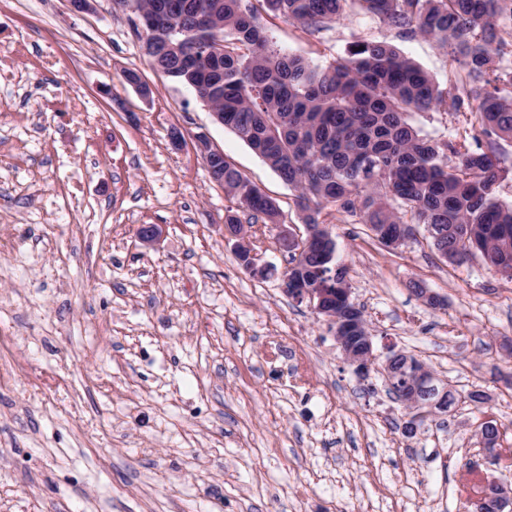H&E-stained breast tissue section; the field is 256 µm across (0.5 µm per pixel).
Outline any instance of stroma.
<instances>
[{"label":"stroma","instance_id":"obj_1","mask_svg":"<svg viewBox=\"0 0 512 512\" xmlns=\"http://www.w3.org/2000/svg\"><path fill=\"white\" fill-rule=\"evenodd\" d=\"M259 18L274 49L314 65L379 38L454 80L435 40L355 6L319 30ZM132 19L112 0L83 15L67 0H0V329L13 337L0 368L14 371L0 392V512H472L480 424L512 448V281L441 257L425 225L388 249L324 209L377 360L415 356L455 396L413 419L382 370L359 380L328 322L282 293L276 226L239 213L197 136L276 201L281 223L302 222L296 191L152 68ZM412 122L431 138L481 135L471 112ZM233 213L268 278L225 238ZM144 224L162 228L153 245Z\"/></svg>","mask_w":512,"mask_h":512}]
</instances>
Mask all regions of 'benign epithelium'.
Returning <instances> with one entry per match:
<instances>
[{"instance_id": "benign-epithelium-1", "label": "benign epithelium", "mask_w": 512, "mask_h": 512, "mask_svg": "<svg viewBox=\"0 0 512 512\" xmlns=\"http://www.w3.org/2000/svg\"><path fill=\"white\" fill-rule=\"evenodd\" d=\"M276 228L280 248L285 252L294 249L298 255L312 249L322 251L327 241L331 239L330 231L325 224H306L302 234L286 224H278ZM224 229L225 234L235 240L236 253L247 256L243 267L257 277H267L270 269L257 264L253 249L247 241L245 226L227 224ZM281 289L288 296L309 301L314 310L334 328L336 342L347 361L354 366L356 375L362 380L367 379L374 369L372 341L365 322L359 316L358 308L349 301L350 289L331 288L327 283L316 288H300L286 273L283 274ZM387 379L402 383L406 403L411 408L419 410L426 405L430 408L445 409L448 400L445 389L441 390L435 400L424 402L427 392L436 388L434 376L426 368L419 369L417 365L407 360L387 375ZM473 484L475 488L470 490L469 498L476 512H484L489 507L495 508L497 512H504V509L512 505V493L490 479L488 474L479 468L474 472Z\"/></svg>"}]
</instances>
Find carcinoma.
Wrapping results in <instances>:
<instances>
[{"label": "carcinoma", "mask_w": 512, "mask_h": 512, "mask_svg": "<svg viewBox=\"0 0 512 512\" xmlns=\"http://www.w3.org/2000/svg\"><path fill=\"white\" fill-rule=\"evenodd\" d=\"M154 17L147 42L158 67L224 113V127L257 153L300 199L306 224L328 205L358 217L383 246L431 226L437 252H478L512 280V205L494 196L499 141L512 143V0H260L268 11L316 30L348 3L402 34L431 37L460 73L440 85L388 41L359 38L325 66L270 48L252 0H130ZM503 88L490 86L489 73ZM471 106L487 150L430 139L415 112ZM253 218L278 223L276 202L233 164L213 180ZM338 288L346 269L323 264Z\"/></svg>", "instance_id": "1"}]
</instances>
